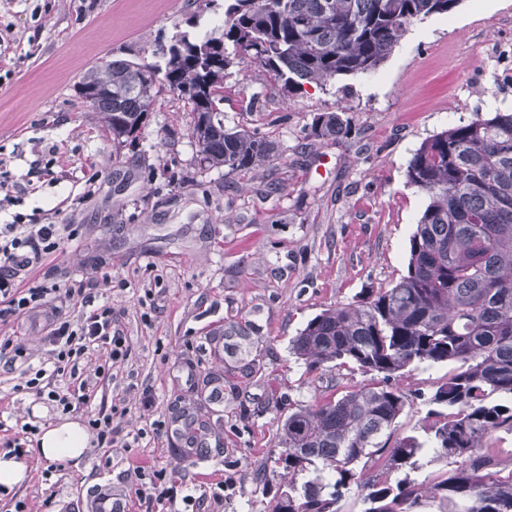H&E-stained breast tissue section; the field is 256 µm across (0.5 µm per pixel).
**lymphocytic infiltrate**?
I'll list each match as a JSON object with an SVG mask.
<instances>
[{"instance_id": "1", "label": "lymphocytic infiltrate", "mask_w": 512, "mask_h": 512, "mask_svg": "<svg viewBox=\"0 0 512 512\" xmlns=\"http://www.w3.org/2000/svg\"><path fill=\"white\" fill-rule=\"evenodd\" d=\"M67 230L64 224L0 225V320L42 315L50 345L47 359L34 367L25 348L6 338L0 340V359L11 366L24 364V388L37 399L64 413L83 410L98 445L109 448L116 443L117 430L111 411L98 401V387L128 352L127 338L111 305L92 306L81 288L22 285L23 272L54 254ZM66 306L80 309L77 322L63 316ZM94 351L102 353L104 362L88 375L81 364Z\"/></svg>"}]
</instances>
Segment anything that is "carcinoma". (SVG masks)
<instances>
[{
  "label": "carcinoma",
  "instance_id": "1",
  "mask_svg": "<svg viewBox=\"0 0 512 512\" xmlns=\"http://www.w3.org/2000/svg\"><path fill=\"white\" fill-rule=\"evenodd\" d=\"M459 3L232 0L224 6V39L183 37L162 66L107 60L82 74L78 91L118 144L136 140L162 91L176 93L194 117L199 168L247 173L275 160L278 145L256 127L224 126V77L234 60L259 64L283 96H293L303 84L375 71L410 27ZM350 131L338 112L312 123L321 137ZM406 177L427 198L406 275L324 310L291 342L311 365L334 362L381 380L288 415V490L272 512H342L353 488L363 512H512V468L485 447L494 431L512 432V112L478 115L433 135ZM445 362L459 367L427 398L424 438L386 447L379 438L408 404L398 378ZM427 445L455 468L427 484L407 474L390 479L415 469Z\"/></svg>",
  "mask_w": 512,
  "mask_h": 512
}]
</instances>
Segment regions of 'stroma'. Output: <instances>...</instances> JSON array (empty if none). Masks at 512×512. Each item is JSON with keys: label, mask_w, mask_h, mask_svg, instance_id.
Returning <instances> with one entry per match:
<instances>
[{"label": "stroma", "mask_w": 512, "mask_h": 512, "mask_svg": "<svg viewBox=\"0 0 512 512\" xmlns=\"http://www.w3.org/2000/svg\"><path fill=\"white\" fill-rule=\"evenodd\" d=\"M223 14V0H0V223L21 213L70 225L29 280L90 282L96 304H111L130 352L101 393L113 424L141 436L135 448L90 447L79 466L51 474L29 448V475L0 495V512L19 500L26 512H82L106 484L125 494L128 512H145L141 492L157 474L173 496L155 512H270L288 483L273 462L285 418L374 380L310 367L292 339L330 306L406 274L427 203L406 170L422 143L512 112V0H460L416 23L374 72L304 85L288 102L258 64L231 66L225 124L260 121L279 145V158L255 172L200 170L193 115L170 92L136 144L115 148L77 91L84 71L158 62V45L184 34L221 37ZM321 112L342 113L350 135L315 136ZM450 369L401 379L409 403L392 439L419 434L424 400ZM20 382L0 375V413L59 423ZM179 410L203 425L205 446L186 451L168 429Z\"/></svg>", "instance_id": "obj_1"}]
</instances>
